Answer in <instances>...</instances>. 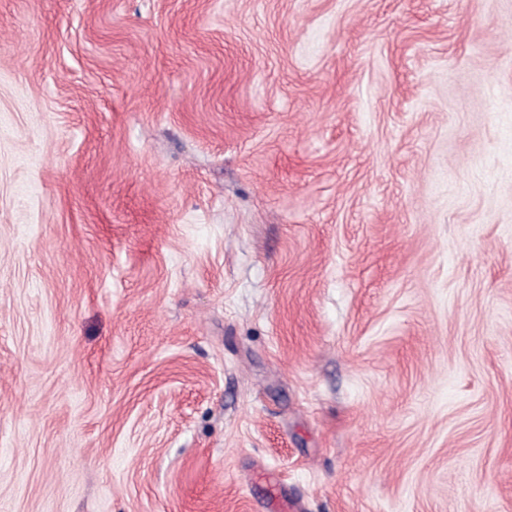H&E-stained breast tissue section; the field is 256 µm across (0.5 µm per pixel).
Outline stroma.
Returning <instances> with one entry per match:
<instances>
[{"instance_id":"1","label":"stroma","mask_w":512,"mask_h":512,"mask_svg":"<svg viewBox=\"0 0 512 512\" xmlns=\"http://www.w3.org/2000/svg\"><path fill=\"white\" fill-rule=\"evenodd\" d=\"M512 512V0H0V512Z\"/></svg>"}]
</instances>
